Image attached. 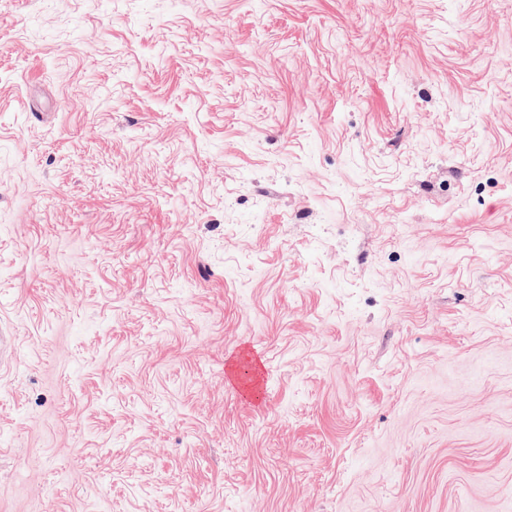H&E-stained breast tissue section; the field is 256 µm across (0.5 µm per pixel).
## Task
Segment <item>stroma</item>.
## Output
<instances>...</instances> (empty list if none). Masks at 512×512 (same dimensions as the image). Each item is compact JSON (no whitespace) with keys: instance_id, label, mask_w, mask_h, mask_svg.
Returning a JSON list of instances; mask_svg holds the SVG:
<instances>
[{"instance_id":"35a3bbf8","label":"stroma","mask_w":512,"mask_h":512,"mask_svg":"<svg viewBox=\"0 0 512 512\" xmlns=\"http://www.w3.org/2000/svg\"><path fill=\"white\" fill-rule=\"evenodd\" d=\"M0 512H512V0H0Z\"/></svg>"}]
</instances>
